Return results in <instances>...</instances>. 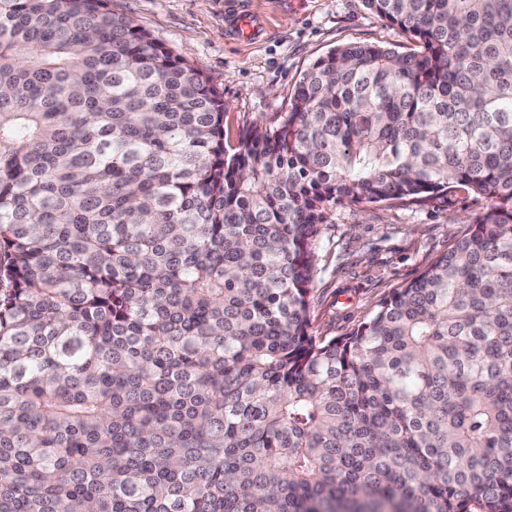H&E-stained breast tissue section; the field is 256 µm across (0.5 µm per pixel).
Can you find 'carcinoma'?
<instances>
[{
	"label": "carcinoma",
	"instance_id": "obj_1",
	"mask_svg": "<svg viewBox=\"0 0 512 512\" xmlns=\"http://www.w3.org/2000/svg\"><path fill=\"white\" fill-rule=\"evenodd\" d=\"M112 0H0V512H512V0H364L227 150ZM487 201L343 336L344 203Z\"/></svg>",
	"mask_w": 512,
	"mask_h": 512
}]
</instances>
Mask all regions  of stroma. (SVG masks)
Returning <instances> with one entry per match:
<instances>
[{
	"label": "stroma",
	"mask_w": 512,
	"mask_h": 512,
	"mask_svg": "<svg viewBox=\"0 0 512 512\" xmlns=\"http://www.w3.org/2000/svg\"><path fill=\"white\" fill-rule=\"evenodd\" d=\"M259 21L238 36L227 0H112L140 28L214 79L224 98V134L236 145L255 122L287 111L306 69L331 49L373 43L398 51L405 36L364 0H243ZM481 197L452 191L426 202L337 206L319 246L310 331L341 336L383 297L416 278L468 231Z\"/></svg>",
	"instance_id": "1"
}]
</instances>
